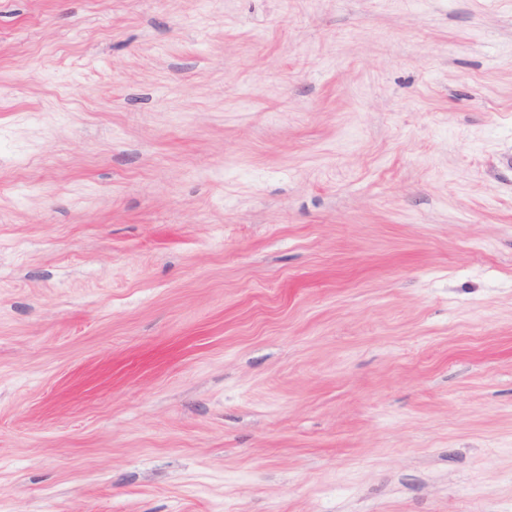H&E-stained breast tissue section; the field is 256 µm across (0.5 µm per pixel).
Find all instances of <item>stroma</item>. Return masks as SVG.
<instances>
[{
  "label": "stroma",
  "instance_id": "35a3bbf8",
  "mask_svg": "<svg viewBox=\"0 0 512 512\" xmlns=\"http://www.w3.org/2000/svg\"><path fill=\"white\" fill-rule=\"evenodd\" d=\"M0 512H512V0H0Z\"/></svg>",
  "mask_w": 512,
  "mask_h": 512
}]
</instances>
